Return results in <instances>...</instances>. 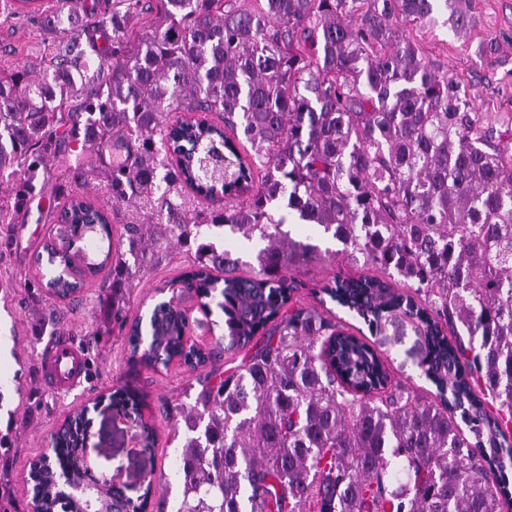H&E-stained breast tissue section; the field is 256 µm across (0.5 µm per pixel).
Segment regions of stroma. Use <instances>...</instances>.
<instances>
[{"instance_id": "stroma-1", "label": "stroma", "mask_w": 512, "mask_h": 512, "mask_svg": "<svg viewBox=\"0 0 512 512\" xmlns=\"http://www.w3.org/2000/svg\"><path fill=\"white\" fill-rule=\"evenodd\" d=\"M469 27L453 32L449 25H407L405 33L422 57L436 69L454 74L478 111L512 117V0H469ZM48 35L40 24L19 15H0V72L17 66L39 69ZM50 220L44 208L31 203L17 226L12 252L0 259V431H10L13 445L0 448V512H29L32 496L26 474L46 441L76 408L99 397H111V407L90 410L93 441L100 471L114 475V491L132 503L148 502L156 512L162 488L178 454L173 425L162 412L166 403L183 400L195 373L179 364L154 370L133 362L124 337L115 332L93 337L104 321L98 281L89 282L79 300L69 307L62 328L82 350L86 375L68 393L47 389L41 378V351L47 341L39 329L47 304L24 289L32 260L42 251ZM187 264L185 255L172 252L149 271L130 299L129 319L147 317L162 294L158 286L175 281ZM371 266L339 258L307 266L297 274V295L313 305V290L333 276L374 274ZM386 359L392 380L419 394H429L431 383L421 367V345L412 326H404L399 340L373 339ZM150 425L156 440L131 448L133 435Z\"/></svg>"}]
</instances>
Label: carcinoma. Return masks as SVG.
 I'll return each mask as SVG.
<instances>
[{"instance_id":"1","label":"carcinoma","mask_w":512,"mask_h":512,"mask_svg":"<svg viewBox=\"0 0 512 512\" xmlns=\"http://www.w3.org/2000/svg\"><path fill=\"white\" fill-rule=\"evenodd\" d=\"M8 15L56 33L42 72L0 73V247L38 183L71 201L64 251L92 272L107 319L127 327L135 282L173 247L180 279L223 298L224 350L247 360L211 369L192 403H168L181 449L174 512H503L512 505V128L477 111L459 83L406 37L408 23L467 27L462 0H13ZM212 116L180 129L174 113ZM222 149L230 178L175 158L178 137ZM81 146L102 166L53 162ZM99 178L112 210L73 186ZM289 212L380 276L320 292L377 331L392 308L421 326L429 399L391 384L363 338L293 299L294 273L320 246L282 230ZM118 244L110 243L112 229ZM262 244L246 262L217 237ZM220 276H215V273ZM400 278L402 288L392 279ZM50 279L25 282L51 299ZM170 312L153 308L160 365L191 372L208 359L179 347ZM140 321L126 334L148 358ZM55 475L33 472L41 512H78L53 497Z\"/></svg>"}]
</instances>
